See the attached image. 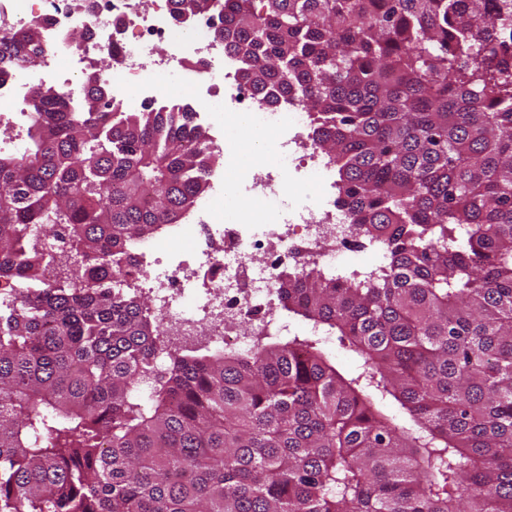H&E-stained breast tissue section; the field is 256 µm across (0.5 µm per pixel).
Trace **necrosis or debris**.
<instances>
[{
  "label": "necrosis or debris",
  "mask_w": 512,
  "mask_h": 512,
  "mask_svg": "<svg viewBox=\"0 0 512 512\" xmlns=\"http://www.w3.org/2000/svg\"><path fill=\"white\" fill-rule=\"evenodd\" d=\"M37 10L51 20L44 30V69L33 74L16 68L0 85V99L13 107H21L32 88L49 80L62 84L72 107H79L86 93L83 73L108 53L112 85L123 105L176 104L166 80L173 72L204 99L203 119L210 126L224 129L231 115L271 132L240 174L259 205L280 210L282 199L292 193L291 182L278 174L280 165L326 182V165L305 142L301 113L285 100L272 109L263 107L253 90L236 86L235 58L207 21L178 24L170 0H87L83 6L78 0H0V30L25 24ZM86 26L92 38L73 48L71 31ZM157 39L168 43L166 54H154ZM229 103L234 106L230 115L225 112ZM280 212L278 221L267 223L244 206L219 223L209 200L195 222L170 225L162 238L137 244L138 267L127 280L149 296L168 352L197 342L242 349L267 334L291 333L290 323L277 315V288L284 271L298 262L320 264L335 274L387 262L386 249L363 243L345 210L328 195L299 200Z\"/></svg>",
  "instance_id": "necrosis-or-debris-1"
}]
</instances>
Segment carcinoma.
<instances>
[{
    "label": "carcinoma",
    "mask_w": 512,
    "mask_h": 512,
    "mask_svg": "<svg viewBox=\"0 0 512 512\" xmlns=\"http://www.w3.org/2000/svg\"><path fill=\"white\" fill-rule=\"evenodd\" d=\"M217 2L171 5L308 113L336 204L388 252L279 285L360 369L304 332L159 366L148 297L112 283L221 152L188 104L129 112L96 72L78 109L37 86L0 150V512H512V0ZM44 24L0 35V84ZM327 342L322 341L323 348L336 361V365L343 371H354L358 366V359L349 347L340 345L336 336H330Z\"/></svg>",
    "instance_id": "carcinoma-1"
}]
</instances>
